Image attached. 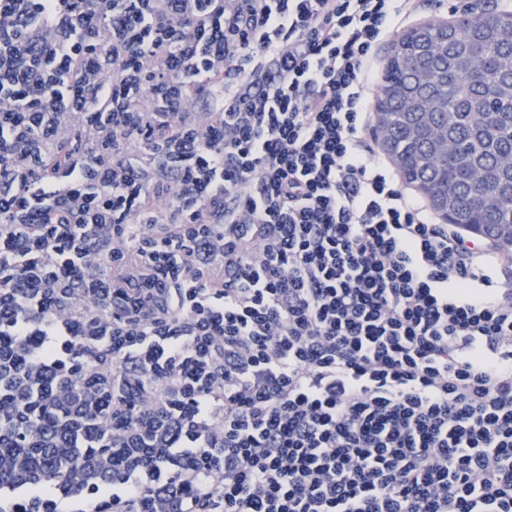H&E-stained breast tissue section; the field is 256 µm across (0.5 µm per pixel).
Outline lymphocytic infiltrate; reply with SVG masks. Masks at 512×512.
<instances>
[{
	"label": "lymphocytic infiltrate",
	"instance_id": "f902f5d3",
	"mask_svg": "<svg viewBox=\"0 0 512 512\" xmlns=\"http://www.w3.org/2000/svg\"><path fill=\"white\" fill-rule=\"evenodd\" d=\"M409 15L0 0V252L30 282L0 289V413L114 451L60 481L11 456L0 512H512V289L365 137ZM78 130L111 148L39 177ZM49 209L85 236L29 234Z\"/></svg>",
	"mask_w": 512,
	"mask_h": 512
}]
</instances>
